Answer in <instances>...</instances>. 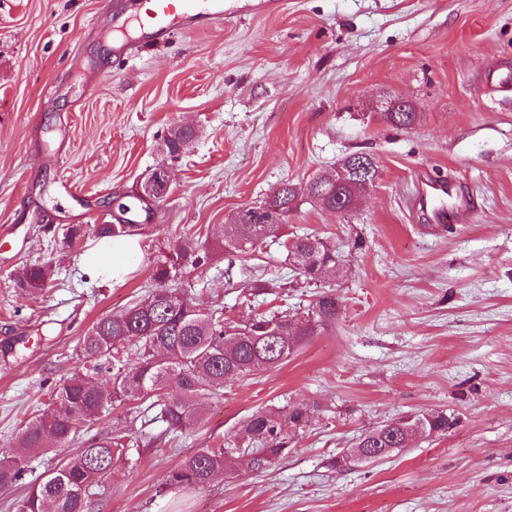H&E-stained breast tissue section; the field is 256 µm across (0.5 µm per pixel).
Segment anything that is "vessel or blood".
<instances>
[{"instance_id": "b4317fda", "label": "vessel or blood", "mask_w": 512, "mask_h": 512, "mask_svg": "<svg viewBox=\"0 0 512 512\" xmlns=\"http://www.w3.org/2000/svg\"><path fill=\"white\" fill-rule=\"evenodd\" d=\"M227 13L224 0H154L138 25L143 36L156 41L203 20L223 21ZM456 196L454 185L448 181L427 179L423 181L415 203L429 210L432 222L445 224L453 214L448 202Z\"/></svg>"}]
</instances>
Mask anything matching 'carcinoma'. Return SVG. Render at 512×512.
I'll return each instance as SVG.
<instances>
[{
    "mask_svg": "<svg viewBox=\"0 0 512 512\" xmlns=\"http://www.w3.org/2000/svg\"><path fill=\"white\" fill-rule=\"evenodd\" d=\"M403 112H386L384 118L393 126L407 129L417 119L409 100L399 99ZM195 131L176 127L163 140L167 153L175 157L193 142ZM363 189L357 185H306L303 192L290 189L284 182L275 188L259 208L274 214L271 224H244L242 214L222 226L218 246L226 253L253 251L270 238L279 235L288 213L306 197L327 210H344L348 201ZM122 224H103L97 234L101 238L119 239L139 231L135 220L127 217ZM303 255L310 266L323 264L334 270L338 265L336 250L326 239L304 235L292 242L288 255ZM207 256L198 253L193 238L186 237L166 260L153 270L155 288L147 299L119 313L98 318L83 336L80 349L86 361L98 374L93 382L87 375L74 373L61 386L51 391L55 409L35 418L20 432L18 447L39 455L54 448L74 443L78 422L98 416L129 401L152 400L159 407L156 420L167 431H183L198 424L216 390L224 384L261 372L274 370L298 350L316 325L336 318V302L322 297L304 319L288 314H259L243 324L214 313H204L174 281L186 263L201 265ZM51 276V269L18 270L16 278L24 288L38 289ZM134 351L133 363L122 356V350ZM177 384L181 397L164 399L168 383ZM310 413L302 409L283 408L257 412L240 426L230 443L218 448H198L171 471L167 485L171 488L204 487L215 476L241 468L262 471L288 453L292 437L305 430ZM453 414L437 411L409 415L362 433L355 444L337 460V465L382 459L391 449H403V442L417 429L427 435H442L457 425ZM132 461L131 448L124 437L108 434L84 443L66 462L54 467L42 481H34L28 493L18 502L17 512H87L91 482L112 474L120 463ZM24 466L19 457L0 458V487L21 480Z\"/></svg>",
    "mask_w": 512,
    "mask_h": 512,
    "instance_id": "1",
    "label": "carcinoma"
}]
</instances>
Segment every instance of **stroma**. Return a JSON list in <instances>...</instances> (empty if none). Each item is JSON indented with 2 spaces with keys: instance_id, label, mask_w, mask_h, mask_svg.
I'll list each match as a JSON object with an SVG mask.
<instances>
[{
  "instance_id": "1",
  "label": "stroma",
  "mask_w": 512,
  "mask_h": 512,
  "mask_svg": "<svg viewBox=\"0 0 512 512\" xmlns=\"http://www.w3.org/2000/svg\"><path fill=\"white\" fill-rule=\"evenodd\" d=\"M145 3L0 0V456L20 455L21 429L53 410L95 320L146 298L188 235L216 254L178 279L201 309L241 323L329 295L336 318L279 369L226 384L189 431L120 409L80 422L79 441L116 431L139 453L94 486L88 512H512V84L498 80L512 72V0H281L115 59L113 32ZM401 97L418 113L403 130L384 117ZM181 124L197 137L172 159L162 141ZM357 152L379 174L351 211L305 202L274 242L218 252L240 209ZM159 167L172 183L136 205L137 265L118 284L89 274L96 228ZM427 178L468 200L453 223L415 206ZM305 232L335 244V275L294 276L287 246ZM45 266L42 291L17 284V270ZM253 279L266 293L249 294ZM283 406L311 425L268 470L166 489L185 456ZM435 411L458 425L337 468L360 434ZM72 453L27 459L0 512Z\"/></svg>"
}]
</instances>
